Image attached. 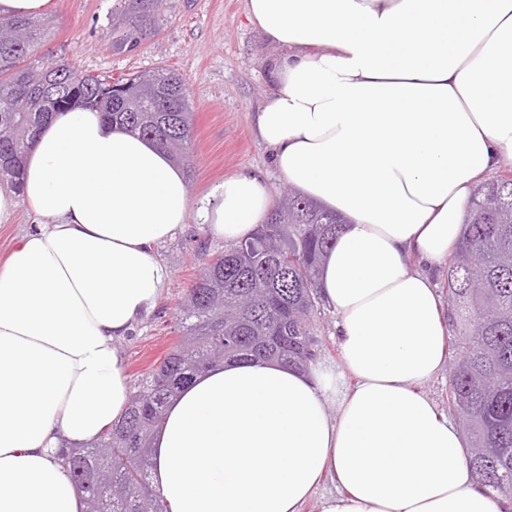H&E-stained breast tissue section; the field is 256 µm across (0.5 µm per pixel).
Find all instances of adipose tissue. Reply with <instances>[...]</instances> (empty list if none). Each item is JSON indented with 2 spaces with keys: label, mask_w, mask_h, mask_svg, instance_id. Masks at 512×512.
<instances>
[{
  "label": "adipose tissue",
  "mask_w": 512,
  "mask_h": 512,
  "mask_svg": "<svg viewBox=\"0 0 512 512\" xmlns=\"http://www.w3.org/2000/svg\"><path fill=\"white\" fill-rule=\"evenodd\" d=\"M273 58L254 133L277 174L346 224L320 275L341 371L231 361L197 375L152 441L169 512H499L454 420L420 390L448 358L433 271L475 189L512 169V0H247ZM258 173L191 207L138 133L85 109L31 144L0 223L39 217L0 263V512H83L55 454L123 416L117 339L161 297L155 247L196 214L234 244L269 215ZM336 413H329V406Z\"/></svg>",
  "instance_id": "ef3b65f1"
}]
</instances>
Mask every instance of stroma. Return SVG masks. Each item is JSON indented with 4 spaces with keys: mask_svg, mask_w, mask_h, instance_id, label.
<instances>
[{
    "mask_svg": "<svg viewBox=\"0 0 512 512\" xmlns=\"http://www.w3.org/2000/svg\"><path fill=\"white\" fill-rule=\"evenodd\" d=\"M122 6V0H54L47 15L51 40L41 55L115 78L159 67L179 72L194 112L195 176L187 184L191 203L242 170L263 172L274 195L286 192L287 183L253 133V114L271 89L273 52L249 20L246 0H163L157 34L133 49L118 46L112 30V18ZM223 248V241L209 236L194 216L157 247L156 256L169 266L171 279L151 313L116 341L129 382L145 377L178 340V307L195 277Z\"/></svg>",
    "mask_w": 512,
    "mask_h": 512,
    "instance_id": "35a3bbf8",
    "label": "stroma"
}]
</instances>
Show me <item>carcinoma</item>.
Here are the masks:
<instances>
[{
  "label": "carcinoma",
  "mask_w": 512,
  "mask_h": 512,
  "mask_svg": "<svg viewBox=\"0 0 512 512\" xmlns=\"http://www.w3.org/2000/svg\"><path fill=\"white\" fill-rule=\"evenodd\" d=\"M120 46L157 31L160 0H124ZM47 24L0 16V174L20 182L29 141L54 113L97 109L157 142L192 173L189 88L160 69L126 78L87 75L63 59L33 58ZM342 224L295 190L254 235L228 245L198 276L176 316L180 339L130 388L121 421L63 455L83 512H167L150 483L151 442L170 397L226 359L314 361L318 269ZM448 408L466 437L477 485L512 512V176L479 186L461 241L448 259Z\"/></svg>",
  "instance_id": "cac0c4a2"
}]
</instances>
